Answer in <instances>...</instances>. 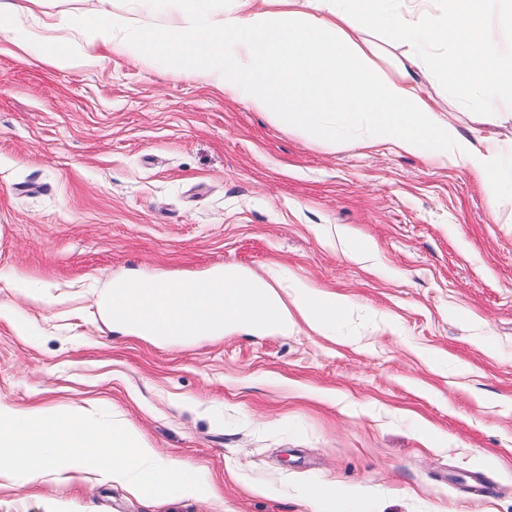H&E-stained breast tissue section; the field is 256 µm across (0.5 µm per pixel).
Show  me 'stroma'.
<instances>
[{"label":"stroma","mask_w":512,"mask_h":512,"mask_svg":"<svg viewBox=\"0 0 512 512\" xmlns=\"http://www.w3.org/2000/svg\"><path fill=\"white\" fill-rule=\"evenodd\" d=\"M12 39L0 29V401L92 405L219 496L5 476L0 512H512V192L492 210L466 169L320 143L145 57L61 68ZM422 84L457 100L459 134L512 139L481 91ZM227 265L277 274L284 297L347 296L361 326L183 344L99 315L113 282Z\"/></svg>","instance_id":"stroma-1"}]
</instances>
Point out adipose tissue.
<instances>
[{"label":"adipose tissue","mask_w":512,"mask_h":512,"mask_svg":"<svg viewBox=\"0 0 512 512\" xmlns=\"http://www.w3.org/2000/svg\"><path fill=\"white\" fill-rule=\"evenodd\" d=\"M48 2L0 0V19L33 20L17 42L22 53L87 69L108 54L144 55L322 143L359 131L365 142L468 169L488 206L497 205L512 141L458 134L408 67L382 69L359 36L367 25L399 43L453 47L450 56L427 55L426 72L452 88L512 96V58L491 38L493 0H447L436 18L403 13L398 0H81L74 12L50 11ZM157 13L166 24H147ZM4 470L31 484L72 477L119 483L147 500L213 492L195 470L161 459L122 423L0 403Z\"/></svg>","instance_id":"ef3b65f1"}]
</instances>
